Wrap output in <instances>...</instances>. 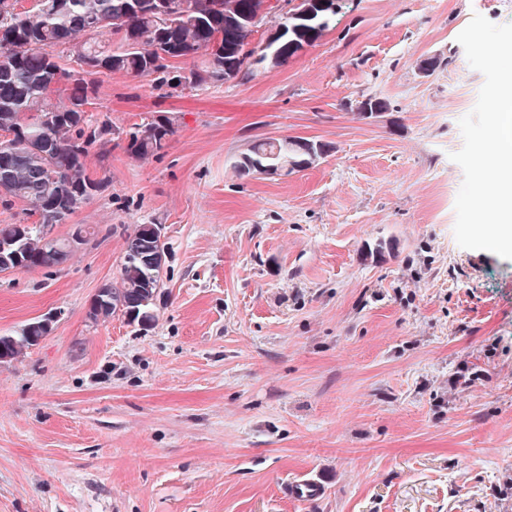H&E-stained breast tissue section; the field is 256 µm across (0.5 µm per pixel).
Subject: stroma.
<instances>
[{"label": "stroma", "mask_w": 512, "mask_h": 512, "mask_svg": "<svg viewBox=\"0 0 512 512\" xmlns=\"http://www.w3.org/2000/svg\"><path fill=\"white\" fill-rule=\"evenodd\" d=\"M476 14L512 0H353L288 64L167 98L103 77L93 114L178 129L158 158L92 151L109 187L53 231L85 244L0 273V334L54 318L0 364V512H512V260L454 236ZM295 137L325 154L235 171ZM139 224L167 247L155 320L92 322ZM300 144L296 139H259L250 148L249 152L244 153L238 159L234 166L235 170L240 174H249L258 172L256 163L262 165H274L280 170H286L288 174L299 171L308 166L307 161L310 159L309 150L312 149L316 156L325 152L324 146L314 144Z\"/></svg>", "instance_id": "35a3bbf8"}]
</instances>
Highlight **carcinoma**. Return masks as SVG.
<instances>
[{"mask_svg": "<svg viewBox=\"0 0 512 512\" xmlns=\"http://www.w3.org/2000/svg\"><path fill=\"white\" fill-rule=\"evenodd\" d=\"M19 2L0 0V202H24L36 220L20 239L17 225L0 224V241L17 240L19 263L33 270L50 250L65 247V240L47 238L42 228L51 207L61 198L79 206L108 186L107 178L89 171L92 150L123 134L129 155L147 160L159 156L177 131L175 117L167 113L134 123L123 133L109 120L94 117L88 106L98 97L100 76L150 77L159 90L233 81L252 69L243 51L252 45L257 26L248 18L266 16L268 0H236L245 21L235 26L224 22V0H179L181 8L166 19L156 12L157 0H62L59 8L54 0H33L22 11ZM347 2L337 0L336 9L313 17L288 19L287 37L257 50L276 58L278 66L287 64L293 57L287 42L315 44ZM168 46L187 66L178 68L160 56ZM67 61L79 69L66 68ZM54 70L68 81L65 97L57 100L52 98L57 88L49 86ZM311 151L322 154L324 146L259 139L235 170L253 173L260 163L290 174L307 166ZM147 234L148 225L140 224L128 237L119 285H103L102 300L90 311L94 321L112 318L121 305L134 312L130 321H153V292L161 287L163 266L137 258ZM28 328L0 335V351L14 359L37 345L41 333L33 323Z\"/></svg>", "mask_w": 512, "mask_h": 512, "instance_id": "1", "label": "carcinoma"}]
</instances>
